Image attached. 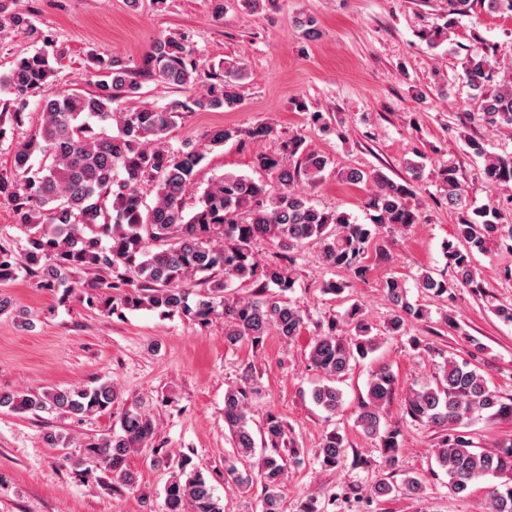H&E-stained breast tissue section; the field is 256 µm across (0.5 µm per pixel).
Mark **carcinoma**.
Segmentation results:
<instances>
[{
  "label": "carcinoma",
  "mask_w": 512,
  "mask_h": 512,
  "mask_svg": "<svg viewBox=\"0 0 512 512\" xmlns=\"http://www.w3.org/2000/svg\"><path fill=\"white\" fill-rule=\"evenodd\" d=\"M18 2L0 0V32L9 30L48 42L40 39L31 14L16 8ZM475 3L490 13L512 15V0H448V21L433 32L431 43L438 44L456 17L468 15ZM57 60L56 52L40 48L17 57L8 71L0 72V111L11 124H22L30 98L55 77ZM91 64L94 89L61 91L36 102L39 127L16 141L13 170L0 174V201L11 206L15 225L25 236L18 254L0 245L2 285L25 273L39 278L41 286L52 292L62 291L63 300L77 292L88 307L103 312L150 309L201 326L220 312L227 345L248 343L258 348L272 333L291 341L305 326L301 311L287 298L295 287L296 258L304 245H319V259L326 268L364 281L371 271L369 260H389L385 246L377 243L380 233L422 220L419 206L411 203L421 174L420 164L412 160L407 161L412 177L402 182L379 171L339 173L344 182L370 185L364 202L368 224L346 212L321 209L295 192L294 182L303 178L318 183L330 165L327 156L301 137L282 142L273 154L255 157V166L268 180L220 175L208 184L195 210L188 212L184 194L207 153L228 142L243 145L273 132L266 124L247 129L224 126L213 130L203 145L174 149L169 144L179 114L240 107L243 67L237 61L221 67L203 91L184 101L121 109L116 107L118 101L139 96V77L184 91L193 89L198 70L187 36L170 31L155 40L136 72L118 56L94 55ZM463 66L469 86L480 99L482 119L512 129V77L502 79L492 91L487 89L493 67L485 52H468ZM95 121L115 126L116 133L96 130ZM466 145L472 154L484 158L485 182L504 194L492 206L473 208L456 167L439 172L440 196L456 216L454 239L443 243L450 274L435 276L425 270L417 277L416 287L433 297H450L456 289L465 288L485 299L499 319L512 322V303L499 302L487 291L475 259L492 244L512 253V224L500 223L502 210H512V155H488L474 138L466 139ZM150 181L157 183V190L153 205L148 206L141 188ZM261 240L272 246L275 260L263 259L255 250ZM89 270L118 272V283L76 278ZM235 280L249 282L251 294L228 296L226 290ZM383 288L391 305L384 326L388 334L401 336L409 322L430 319L426 306L409 300L404 280L391 277ZM343 322L350 332L341 334L340 323L332 318L326 330L313 338L309 350V360L321 376L311 398L331 416L344 406L336 383L380 347L379 333L358 303L349 306ZM394 384L387 365L372 370L355 419L365 435L378 439L389 468L397 462L401 436V429L384 421ZM249 393L247 385L224 393V426L232 439V453L224 456V476L245 490L260 483L263 512H283L287 471L282 453L291 451L299 463L301 451L290 448L294 441L288 439V425L280 415L271 412L253 427ZM116 399V388L105 381L76 389L46 388L38 394L0 391V408L20 414L79 416L103 412ZM401 412L405 422L439 433L436 463L453 493L464 494L472 483L489 476H512V439L497 442L489 451L474 446L466 431L484 413L490 418H512V398L490 388L476 364L448 358L435 381L407 390ZM155 434L156 422L146 410L140 406L127 410L120 432L85 443L84 472H107L115 484L134 486L127 460L151 443ZM345 456L343 437L335 430L326 433L317 450L320 465L335 469ZM189 464L184 454L172 459L163 489L164 512H225L208 480ZM393 490L379 479L367 496L355 487H342L333 502L364 498L370 502ZM486 496L491 512H512V482L489 484Z\"/></svg>",
  "instance_id": "cac0c4a2"
}]
</instances>
